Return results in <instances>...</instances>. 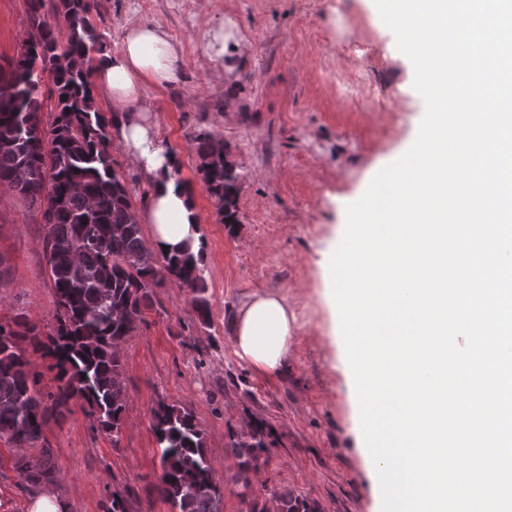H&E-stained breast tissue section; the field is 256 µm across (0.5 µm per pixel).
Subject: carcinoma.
Masks as SVG:
<instances>
[{
	"instance_id": "cac0c4a2",
	"label": "carcinoma",
	"mask_w": 512,
	"mask_h": 512,
	"mask_svg": "<svg viewBox=\"0 0 512 512\" xmlns=\"http://www.w3.org/2000/svg\"><path fill=\"white\" fill-rule=\"evenodd\" d=\"M29 32L24 51L0 68V187L15 192L41 214L45 256L54 286L53 333L43 336L23 318L0 322V439L19 451L13 470L33 488L52 484L56 469L44 426L60 419L70 405L88 407L98 428L117 436L124 421L125 387L121 346L136 330L143 311L152 307L155 290L171 283L191 294L208 315L203 259L148 249L141 225L132 220L131 192L112 167L111 129L115 116L95 105L89 66L102 51L105 35L91 20L93 0H57L62 23H41L44 0H28ZM51 76L57 104L49 124L34 97L37 71ZM198 172L224 208V223H238V173L228 160L229 147L208 133L194 137ZM104 270L103 279L88 278ZM51 360L56 387L43 393L38 373L26 355ZM152 430L160 450V496L175 512H221L205 436L194 415L166 402L152 411ZM27 448L41 449L37 470L27 468ZM243 488L268 445L256 425L231 436ZM279 512H310L287 491L276 493Z\"/></svg>"
}]
</instances>
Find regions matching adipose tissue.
Listing matches in <instances>:
<instances>
[{
	"mask_svg": "<svg viewBox=\"0 0 512 512\" xmlns=\"http://www.w3.org/2000/svg\"><path fill=\"white\" fill-rule=\"evenodd\" d=\"M177 49L158 25L131 22L118 51L103 54L92 70L94 92L105 94L117 118L116 143L147 181L150 192L135 214L148 225L146 244L156 252L199 253L200 222L192 188L177 180L176 157L157 137L146 85L162 87L176 78ZM293 317L275 292L253 295L232 322L235 352L269 375L286 365Z\"/></svg>",
	"mask_w": 512,
	"mask_h": 512,
	"instance_id": "ef3b65f1",
	"label": "adipose tissue"
}]
</instances>
